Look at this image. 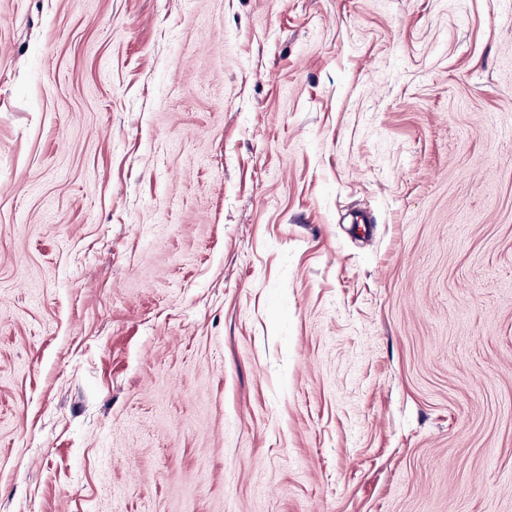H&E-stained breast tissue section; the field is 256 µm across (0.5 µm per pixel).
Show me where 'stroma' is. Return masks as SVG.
Instances as JSON below:
<instances>
[{
  "instance_id": "1",
  "label": "stroma",
  "mask_w": 512,
  "mask_h": 512,
  "mask_svg": "<svg viewBox=\"0 0 512 512\" xmlns=\"http://www.w3.org/2000/svg\"><path fill=\"white\" fill-rule=\"evenodd\" d=\"M0 512H512L505 0H0Z\"/></svg>"
}]
</instances>
